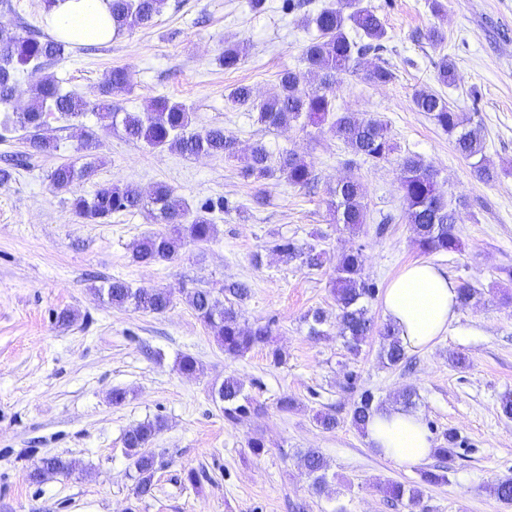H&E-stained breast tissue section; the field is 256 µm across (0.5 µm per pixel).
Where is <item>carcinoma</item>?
<instances>
[{
	"mask_svg": "<svg viewBox=\"0 0 512 512\" xmlns=\"http://www.w3.org/2000/svg\"><path fill=\"white\" fill-rule=\"evenodd\" d=\"M164 4L165 0H112L113 27L120 34L150 26L161 14ZM305 21L315 26L318 36L303 50L304 68L283 70L279 77V92L267 100L256 101L252 90L240 85L230 93V101L239 108L257 113V121L268 126H285L302 117L316 125L328 121L329 131L352 153L376 162L389 159L394 144L387 125L376 117L336 112L335 93L337 76L349 72L357 59L382 48L381 41L386 36L382 19L372 8L363 5L362 0H336ZM68 46V42L45 35L35 25L0 26V106L12 102L21 70L29 65L42 68L55 64L64 58ZM244 51L246 46L240 42L227 45L218 57L219 65L226 70L237 68ZM368 78L376 84H388L395 74L386 65H376ZM455 78V62L447 56L442 57L438 63V81L451 85ZM132 86L130 72L124 67H115L102 89L101 98L90 103L75 93L63 92L55 78H41L28 88L26 109L13 117L6 112L0 119V128L23 131L24 149L12 153L9 161L14 168L20 169L33 157L55 148L54 141L45 134L51 113L77 118L88 110L98 116L103 131H119L126 139L143 142L153 149L193 156L222 155L227 159L237 156L236 137L226 133L222 126L195 130V112L180 102L159 97L151 100L143 112L119 111L112 96L128 93ZM413 101L418 111L425 113L454 139L456 150L470 161L477 177L487 181L494 178L486 162L480 124L472 123L471 117L456 111L435 91L419 89ZM98 142L97 134H86L76 148L77 160L57 166L50 175L54 189L72 193L73 212L86 224H108L113 214L132 212L144 203L140 189L128 183H98L89 195L77 193V185L91 179L98 167L99 159L95 154ZM400 170L402 189L408 201L406 218L412 224L419 250L424 254L458 250L457 211L452 202L436 194L434 170L417 155L403 157ZM244 171L257 182L277 172L293 186L305 187L314 180L312 167L304 158L288 152L274 162L261 145L251 151ZM332 195L331 208L336 223L352 232L359 231L367 221V206L358 181L346 179L337 183ZM150 202L156 211L157 223L164 225V229L151 232L131 244L134 260L172 262L185 243L199 246L215 237L216 225L206 215L210 205L205 203L202 209L194 212L166 184L155 186ZM273 251L288 263L299 259L309 269H318L327 260L326 253L315 246H299L289 239L276 241ZM97 293L116 307L131 306L145 313L160 314L173 304V295L168 290L133 288L121 279L105 282L97 288ZM332 293L336 301V335L343 339L349 355H358L362 344L376 330L381 339L383 363L395 367L406 360V351L395 326L385 323L377 328L369 313L368 303L374 299L376 288L363 277L361 253L351 251L338 260ZM249 294L246 283L235 281L224 285L218 295L209 288H197L185 295L189 307L224 350V355L230 358H242L254 347L271 342L270 325L256 323L249 327L241 324L236 306ZM306 322L309 323V335H327L323 329L327 324L323 310L312 311L306 316ZM218 393L224 417L231 422L259 410L235 378L224 379ZM383 405L385 401L375 400L371 391H363L350 410L352 425L365 430L373 410ZM163 428L164 421L157 418L124 435L125 453L134 470V494L138 497L148 496L154 490L157 461L145 452V448ZM300 464L312 480L314 493H321L327 484V459L318 450L309 449L300 456ZM75 469L76 462L72 460L46 457L34 465L27 477L32 483H42L53 475L68 476ZM383 491L390 500L403 504L408 512H419L422 496L418 488L389 480L384 483ZM489 493L505 504H512V478L491 485Z\"/></svg>",
	"mask_w": 512,
	"mask_h": 512,
	"instance_id": "carcinoma-1",
	"label": "carcinoma"
}]
</instances>
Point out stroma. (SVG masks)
Here are the masks:
<instances>
[{"mask_svg": "<svg viewBox=\"0 0 512 512\" xmlns=\"http://www.w3.org/2000/svg\"><path fill=\"white\" fill-rule=\"evenodd\" d=\"M432 1L364 0L385 25L383 49L341 75L336 105L387 123L396 150L378 163L354 155L327 129L304 120L269 127L228 99L241 84L267 99L278 91L281 71L302 68L317 31L300 18L329 0H303V10L293 12L285 0H265L258 12L249 0H167L153 25L86 51L73 47L48 67L63 90L89 101L113 67L128 68L133 87L114 98L123 111H144L159 96L182 102L195 112L197 128L218 125L233 134L239 156L193 157L100 134L99 167L84 191L119 181L147 192L165 183L190 207L213 202L214 239L185 245L170 263L132 258L131 243L158 228L151 207L83 224L70 193L51 187L52 169L74 159L83 132L98 131L94 113L76 120L50 115L56 150L0 185V512H295L298 504L305 512H407L387 505L377 488L387 480L420 486L424 512H512V504L488 492L512 478V420L499 413L500 396L512 391V0H436V11ZM433 29L444 33L443 43L429 40ZM238 41L247 55L238 69L224 70L217 57ZM446 55L456 62L450 86L437 79L436 64ZM377 64L392 68L393 82L369 80ZM421 88L480 121L493 180L478 179L452 138L416 110L413 94ZM257 145L275 157H304L313 187L291 186L280 175L261 183L245 177ZM407 155L430 165L438 192L454 201L459 251L426 256L416 246L400 188L399 161ZM346 177L361 182L368 210L356 233L330 213L331 191ZM387 215L391 224L377 234ZM278 239L315 245L329 260L318 270L284 263L272 250ZM351 250L361 251L363 274L380 291L424 260L482 295L458 309L433 346L409 351L410 367L383 364L375 338L350 356L336 334L309 336L305 316L318 308L335 314L330 282L337 258ZM112 278L170 290L174 303L162 314L109 305L94 288ZM232 281L249 285L241 320L271 324L282 366L271 365L269 347L225 357L183 297ZM64 311L70 323L60 322ZM183 354L197 359L195 375L178 371ZM456 354L467 357L466 368L452 364ZM229 376L243 383L260 413L225 418L214 391ZM409 387L434 445L447 431L457 433L456 454L444 463L447 483L421 481L422 471L442 464L437 457L396 464L377 455L350 422L361 391L386 401ZM116 388L128 392L118 406L111 401ZM285 394L296 400L287 412L277 405ZM327 412L339 420L335 430L315 420ZM157 418L165 427L149 447L157 459L154 493L139 498L123 436ZM253 438L262 440L261 454L250 451ZM310 448L330 464L329 485L318 495L298 462ZM54 455L75 460V473L30 483L27 470ZM192 472L198 482H189Z\"/></svg>", "mask_w": 512, "mask_h": 512, "instance_id": "obj_1", "label": "stroma"}]
</instances>
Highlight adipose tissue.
<instances>
[{
    "label": "adipose tissue",
    "instance_id": "obj_1",
    "mask_svg": "<svg viewBox=\"0 0 512 512\" xmlns=\"http://www.w3.org/2000/svg\"><path fill=\"white\" fill-rule=\"evenodd\" d=\"M47 21L57 38L78 45L109 42L115 36L107 0H56ZM382 306L404 347L420 350L447 333L457 315L458 290L441 269L416 263L390 283ZM366 438L377 454L403 466L417 465L433 452L420 413L397 404L372 414Z\"/></svg>",
    "mask_w": 512,
    "mask_h": 512
}]
</instances>
